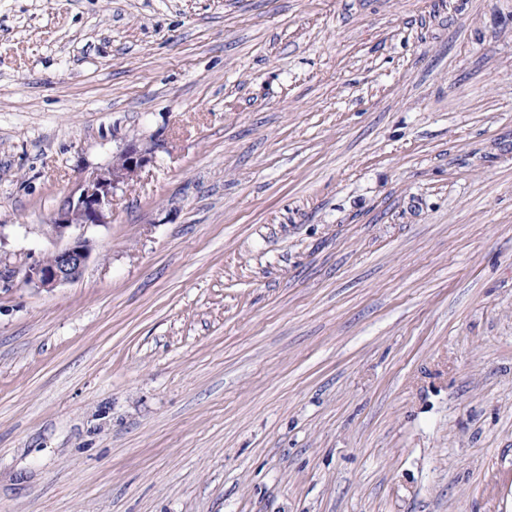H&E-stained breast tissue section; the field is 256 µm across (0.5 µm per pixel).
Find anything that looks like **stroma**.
<instances>
[{
    "label": "stroma",
    "mask_w": 512,
    "mask_h": 512,
    "mask_svg": "<svg viewBox=\"0 0 512 512\" xmlns=\"http://www.w3.org/2000/svg\"><path fill=\"white\" fill-rule=\"evenodd\" d=\"M0 512H512V0H0ZM152 155L137 139L128 141L105 168L87 176L64 200L53 219L56 239H66L44 259L18 262L1 274L0 288L9 291L17 278L37 289L52 290L76 281L93 256L90 227L108 224L114 191L128 185L150 161ZM78 229L79 233H72ZM45 260V261H44Z\"/></svg>",
    "instance_id": "stroma-1"
}]
</instances>
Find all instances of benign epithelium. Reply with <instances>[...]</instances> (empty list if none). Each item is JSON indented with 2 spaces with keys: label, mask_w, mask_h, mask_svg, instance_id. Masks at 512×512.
<instances>
[{
  "label": "benign epithelium",
  "mask_w": 512,
  "mask_h": 512,
  "mask_svg": "<svg viewBox=\"0 0 512 512\" xmlns=\"http://www.w3.org/2000/svg\"><path fill=\"white\" fill-rule=\"evenodd\" d=\"M149 149L132 139L105 168L87 176L64 200L53 219L56 239L63 244L53 248V258L20 261L0 275V288L9 291L19 280L37 289L51 290L74 282L92 259L90 227L107 223L114 191L130 183L150 161Z\"/></svg>",
  "instance_id": "benign-epithelium-1"
}]
</instances>
